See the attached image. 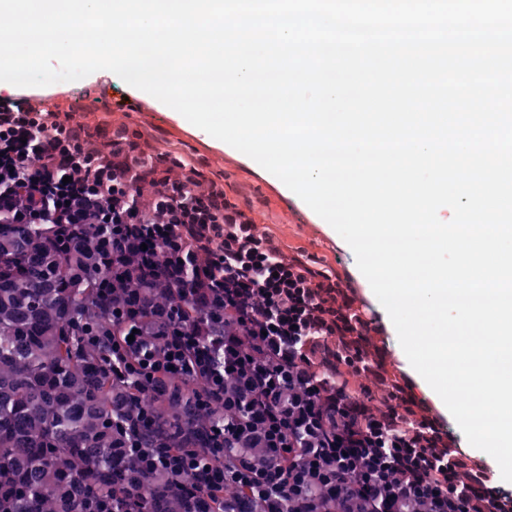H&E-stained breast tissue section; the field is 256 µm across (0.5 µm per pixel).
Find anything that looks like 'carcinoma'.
<instances>
[{"mask_svg":"<svg viewBox=\"0 0 512 512\" xmlns=\"http://www.w3.org/2000/svg\"><path fill=\"white\" fill-rule=\"evenodd\" d=\"M172 302L162 281L132 283ZM112 225L0 224V512H88L112 486L146 512H202L112 442ZM185 406L160 412L164 431Z\"/></svg>","mask_w":512,"mask_h":512,"instance_id":"carcinoma-1","label":"carcinoma"}]
</instances>
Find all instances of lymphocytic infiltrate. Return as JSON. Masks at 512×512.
I'll use <instances>...</instances> for the list:
<instances>
[{"label": "lymphocytic infiltrate", "mask_w": 512, "mask_h": 512, "mask_svg": "<svg viewBox=\"0 0 512 512\" xmlns=\"http://www.w3.org/2000/svg\"><path fill=\"white\" fill-rule=\"evenodd\" d=\"M111 141L89 145L58 104L0 95V223L112 227V381L129 391L114 433L139 472L209 512H512L498 471L388 362L355 288L287 254L217 184L156 180L127 125ZM140 277L174 281L180 305L124 294ZM173 379L192 388L197 444L153 428Z\"/></svg>", "instance_id": "lymphocytic-infiltrate-1"}]
</instances>
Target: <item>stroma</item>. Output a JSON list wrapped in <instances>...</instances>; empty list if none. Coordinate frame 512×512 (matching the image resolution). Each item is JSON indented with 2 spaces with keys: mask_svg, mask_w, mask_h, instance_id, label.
Wrapping results in <instances>:
<instances>
[{
  "mask_svg": "<svg viewBox=\"0 0 512 512\" xmlns=\"http://www.w3.org/2000/svg\"><path fill=\"white\" fill-rule=\"evenodd\" d=\"M82 94H75L69 82L46 86V93L56 95L63 107L80 106L85 125L95 126L103 112H110L112 121L134 122L150 134L153 144L165 151L179 147L200 164L206 180L223 185L224 195L232 203L248 212L261 227L271 229L286 244L306 253L325 259L342 280L357 288L371 302L379 324L388 326L391 320L365 277L359 271L353 251L342 237L327 224L288 223V213L283 203L288 190L285 185L254 160L210 136L192 125L180 113L166 106L151 95L126 84L108 70L96 71L81 81ZM108 86L112 93L127 94L137 99L140 110L116 111L111 101L103 99L99 86ZM388 352L402 368L410 363L398 341L396 331L388 333Z\"/></svg>",
  "mask_w": 512,
  "mask_h": 512,
  "instance_id": "stroma-1",
  "label": "stroma"
}]
</instances>
